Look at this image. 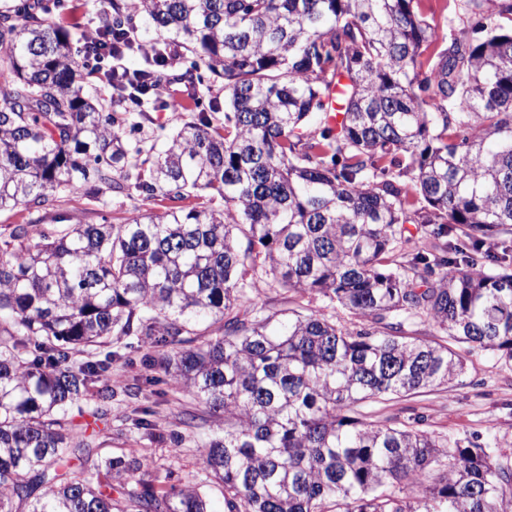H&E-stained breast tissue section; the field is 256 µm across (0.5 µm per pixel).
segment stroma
<instances>
[{
    "instance_id": "35a3bbf8",
    "label": "stroma",
    "mask_w": 512,
    "mask_h": 512,
    "mask_svg": "<svg viewBox=\"0 0 512 512\" xmlns=\"http://www.w3.org/2000/svg\"><path fill=\"white\" fill-rule=\"evenodd\" d=\"M419 11L441 35L470 30L473 24L472 19L464 17L460 0H421ZM86 81L93 92L104 97L107 112L117 118L131 149L161 146L165 136L180 123V113L159 111L151 113L147 121L133 123L124 104L113 98L111 88L92 74L87 75ZM169 205V200L147 199L131 189L121 193L106 188L97 192L82 189L57 195L45 208L1 212L0 225L33 222L56 225L78 221L98 224L104 220L120 224L145 212L164 210ZM254 298L270 311L295 308L348 326L357 321L355 315L333 309L320 298L274 285L258 288ZM112 348L118 353L112 364V375L122 383L124 393L113 398L108 418L94 417L96 404L92 401L84 403L81 411L73 415L74 424L95 436L93 463L127 454L132 448L144 449L145 464L167 472L169 484L205 482L214 512H223L222 485L206 481L197 464L198 435L209 426L206 409L174 386L169 376L156 366L154 350L140 346L132 338L113 342ZM455 349L465 353L467 359L461 377L408 397L394 396L381 402L364 403L361 413L401 422L416 420L430 433L453 440L480 443L493 440L500 452L512 454V364L499 354L472 349L464 343L456 344ZM146 403L155 412L153 420L159 437L154 441L126 420L134 408ZM186 409L194 410L199 416L197 428L180 423V414Z\"/></svg>"
}]
</instances>
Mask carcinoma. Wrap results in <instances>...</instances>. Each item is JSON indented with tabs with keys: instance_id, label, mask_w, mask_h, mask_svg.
<instances>
[{
	"instance_id": "cac0c4a2",
	"label": "carcinoma",
	"mask_w": 512,
	"mask_h": 512,
	"mask_svg": "<svg viewBox=\"0 0 512 512\" xmlns=\"http://www.w3.org/2000/svg\"><path fill=\"white\" fill-rule=\"evenodd\" d=\"M108 2L110 37L140 20L192 58L197 98L223 83L224 105L131 160L71 30L43 0H0V212L122 191L133 170L147 199L213 196L122 224L0 227V512H212L197 484L158 487L136 448L71 471L94 444L72 408L116 394L115 336L171 348L157 364L214 419L198 465L227 512H512L508 456L358 411L463 373L448 345L409 336L417 318L512 361V263L486 265L512 234V0H463L475 38L439 36L419 0ZM408 224L438 228L416 243ZM268 279L360 326L264 312ZM152 415L129 419L150 431Z\"/></svg>"
}]
</instances>
